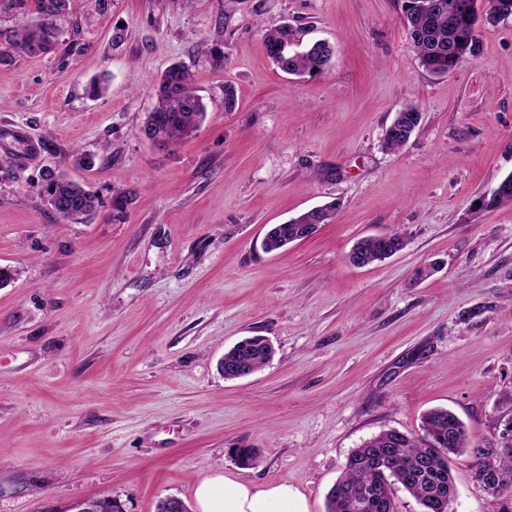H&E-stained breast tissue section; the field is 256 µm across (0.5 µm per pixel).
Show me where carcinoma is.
Segmentation results:
<instances>
[{"label":"carcinoma","instance_id":"obj_1","mask_svg":"<svg viewBox=\"0 0 512 512\" xmlns=\"http://www.w3.org/2000/svg\"><path fill=\"white\" fill-rule=\"evenodd\" d=\"M46 23L21 30L0 44V63L17 55H39L55 51L57 31L53 18L73 9L74 0H37ZM403 23L415 48L420 65L433 76H444L479 52L475 36L478 0H402ZM267 56L282 72L294 76L322 75L330 68L336 47L316 41L304 50L300 28L284 24L263 33ZM205 106L196 94L192 75L183 67L172 66L164 74L154 110L143 131L150 139L175 144L189 136L204 120ZM421 120L414 105L396 112L393 134L386 138L392 151L400 149ZM46 192L62 218L81 223L98 206V199L82 185L45 173ZM500 184L504 189L480 199L479 208L512 203V174ZM335 205L308 210L267 231L262 248L270 253L302 240L312 224L332 220ZM406 241L396 231L357 241L349 258L356 265H368L403 250ZM272 348L261 336L246 338L224 352V379L248 376L270 359ZM481 448L470 441L464 424L452 412L437 408L422 420V435L413 436L396 429L385 430L365 441L349 456L345 470L330 489L325 512H397L396 491L408 492L421 507L420 512H448V501L455 498L456 485L451 473V457L468 455L473 459V480L512 501V453L487 452L489 463L476 458Z\"/></svg>","mask_w":512,"mask_h":512}]
</instances>
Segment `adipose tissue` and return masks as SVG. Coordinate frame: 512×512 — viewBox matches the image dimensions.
I'll list each match as a JSON object with an SVG mask.
<instances>
[{"label":"adipose tissue","mask_w":512,"mask_h":512,"mask_svg":"<svg viewBox=\"0 0 512 512\" xmlns=\"http://www.w3.org/2000/svg\"><path fill=\"white\" fill-rule=\"evenodd\" d=\"M199 512H310L296 482L258 485L218 474L195 489Z\"/></svg>","instance_id":"1"}]
</instances>
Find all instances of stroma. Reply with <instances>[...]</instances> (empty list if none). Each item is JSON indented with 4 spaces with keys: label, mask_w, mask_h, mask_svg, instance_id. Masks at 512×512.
Returning a JSON list of instances; mask_svg holds the SVG:
<instances>
[{
    "label": "stroma",
    "mask_w": 512,
    "mask_h": 512,
    "mask_svg": "<svg viewBox=\"0 0 512 512\" xmlns=\"http://www.w3.org/2000/svg\"><path fill=\"white\" fill-rule=\"evenodd\" d=\"M286 22L335 45L321 76L268 58L262 34ZM55 27L56 51L0 64V127L57 146L0 149V512L191 506L216 474L295 480L325 512L355 448L420 433L436 407L502 447L512 204L474 203L512 173V20L478 25L477 57L443 77L420 66L400 0H78ZM174 64L206 119L163 147L141 128ZM407 104L421 123L388 150ZM49 169L100 198L84 223L49 204ZM331 201L314 236L262 250L270 225ZM392 231L403 251L350 263ZM250 336L271 361L224 379L225 350ZM452 469L453 512H501L470 457Z\"/></svg>",
    "instance_id": "1"
}]
</instances>
